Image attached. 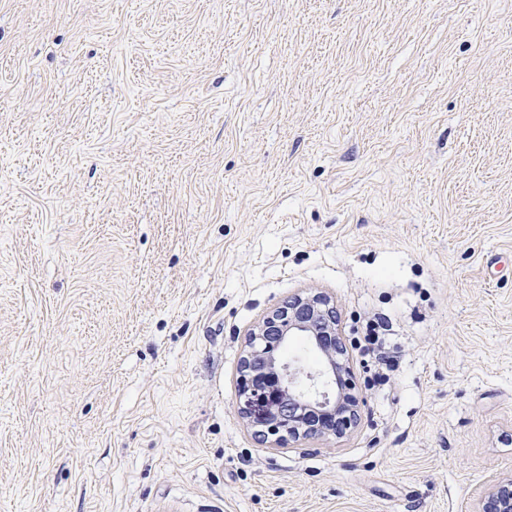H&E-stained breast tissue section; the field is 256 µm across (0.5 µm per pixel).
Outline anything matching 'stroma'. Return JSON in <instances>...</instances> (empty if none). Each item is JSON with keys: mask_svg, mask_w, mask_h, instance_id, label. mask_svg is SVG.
Returning <instances> with one entry per match:
<instances>
[{"mask_svg": "<svg viewBox=\"0 0 512 512\" xmlns=\"http://www.w3.org/2000/svg\"><path fill=\"white\" fill-rule=\"evenodd\" d=\"M389 317L354 432L239 414L296 293ZM512 474V0H0V512H475Z\"/></svg>", "mask_w": 512, "mask_h": 512, "instance_id": "35a3bbf8", "label": "stroma"}]
</instances>
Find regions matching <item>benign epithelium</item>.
<instances>
[{
    "label": "benign epithelium",
    "mask_w": 512,
    "mask_h": 512,
    "mask_svg": "<svg viewBox=\"0 0 512 512\" xmlns=\"http://www.w3.org/2000/svg\"><path fill=\"white\" fill-rule=\"evenodd\" d=\"M303 337L321 359L310 369L282 350ZM241 414L261 441L280 447L300 439L342 438L359 422L362 398L340 318L324 292L295 294L248 332L240 359ZM477 512H512V475L495 482Z\"/></svg>",
    "instance_id": "benign-epithelium-1"
}]
</instances>
